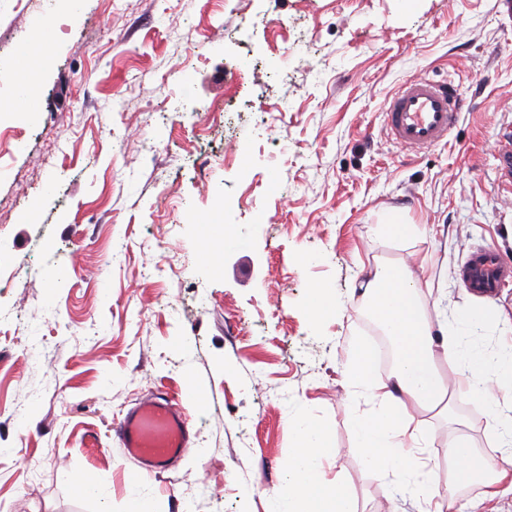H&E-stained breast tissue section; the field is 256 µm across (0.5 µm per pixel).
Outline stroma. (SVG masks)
Returning a JSON list of instances; mask_svg holds the SVG:
<instances>
[{
  "label": "stroma",
  "instance_id": "stroma-1",
  "mask_svg": "<svg viewBox=\"0 0 512 512\" xmlns=\"http://www.w3.org/2000/svg\"><path fill=\"white\" fill-rule=\"evenodd\" d=\"M0 512H278L294 429L325 426L358 512H512L479 484L448 489L449 445L507 452L468 394L422 411L427 472L378 475L352 422L379 407L344 380L375 331L357 284L425 261L432 321L459 328L487 375L512 357V288L484 299L476 248L512 263V11L504 0H0ZM452 79L467 104L418 154L387 137L403 82ZM425 227L398 239L389 220ZM223 226L219 265L202 257ZM333 309L308 314L312 288ZM482 322L459 326L461 312ZM190 452L141 473L113 427L140 400L183 399ZM93 479L95 493L79 480Z\"/></svg>",
  "mask_w": 512,
  "mask_h": 512
}]
</instances>
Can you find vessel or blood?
<instances>
[{"label":"vessel or blood","mask_w":512,"mask_h":512,"mask_svg":"<svg viewBox=\"0 0 512 512\" xmlns=\"http://www.w3.org/2000/svg\"><path fill=\"white\" fill-rule=\"evenodd\" d=\"M463 106L462 92L454 81L407 80L387 103L388 135L412 152L437 146L447 140ZM461 278L473 294L491 298L512 282V264L492 249H476L468 254ZM116 434L125 454L155 473L167 471L192 444L183 406L162 396L128 411L117 424Z\"/></svg>","instance_id":"1"}]
</instances>
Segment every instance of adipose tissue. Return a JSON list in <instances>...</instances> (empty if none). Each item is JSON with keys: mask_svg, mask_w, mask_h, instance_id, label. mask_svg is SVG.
<instances>
[{"mask_svg": "<svg viewBox=\"0 0 512 512\" xmlns=\"http://www.w3.org/2000/svg\"><path fill=\"white\" fill-rule=\"evenodd\" d=\"M422 286L421 274L406 263L377 265L360 283L370 314L395 343V364L388 375L376 370L378 349L361 341L350 345L345 368L347 383L379 402L378 410L355 420L354 431L367 466L381 474L394 465L424 469L418 452L429 447L432 438L413 409L437 407L456 385L439 373L435 355L455 359L459 341L447 327L428 318L419 302ZM469 368L470 375L461 384L471 395L490 404L501 394L512 397V364L483 384L478 381L484 370L480 354L470 355ZM333 452L325 428H296L278 493L282 512H355L342 481L323 472V462ZM447 459L449 483H480L491 499L512 492V470L491 466L467 438L454 442Z\"/></svg>", "mask_w": 512, "mask_h": 512, "instance_id": "ef3b65f1", "label": "adipose tissue"}]
</instances>
